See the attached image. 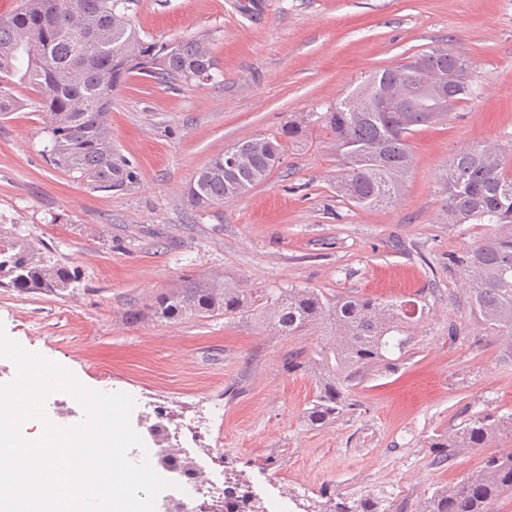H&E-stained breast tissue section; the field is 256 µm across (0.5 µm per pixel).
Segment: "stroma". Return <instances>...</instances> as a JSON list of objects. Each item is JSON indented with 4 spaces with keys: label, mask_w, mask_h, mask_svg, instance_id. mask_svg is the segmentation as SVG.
<instances>
[{
    "label": "stroma",
    "mask_w": 512,
    "mask_h": 512,
    "mask_svg": "<svg viewBox=\"0 0 512 512\" xmlns=\"http://www.w3.org/2000/svg\"><path fill=\"white\" fill-rule=\"evenodd\" d=\"M129 15L159 41L208 37L218 66L212 79L172 88L132 75L113 96L112 142L139 173L127 191L91 189L47 162L45 113L0 117V227L80 277L61 296L0 288L7 337L87 388L153 397L173 429L220 406L205 434L182 440L183 454L200 463L222 446L225 480L248 484L266 512H303L336 491L419 512L487 454L511 450L512 436H500L439 469L427 442L473 413H512V362L480 335L448 268L495 228L437 221L453 155L498 142L512 171V0H132ZM438 46L467 59L472 93L410 136L414 163L396 204L364 210L338 196L341 167L315 124L244 196L203 211L187 204L190 181L229 145L280 133L372 71ZM211 273L245 288L412 301L420 312L390 366L351 386L353 411L311 429L302 414L315 380L285 358L315 348L320 328L284 336L250 316L127 321Z\"/></svg>",
    "instance_id": "obj_1"
}]
</instances>
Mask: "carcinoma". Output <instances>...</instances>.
Returning <instances> with one entry per match:
<instances>
[{"mask_svg": "<svg viewBox=\"0 0 512 512\" xmlns=\"http://www.w3.org/2000/svg\"><path fill=\"white\" fill-rule=\"evenodd\" d=\"M128 11V0H24L19 12L0 20V115L24 105L14 88L35 94L30 104L46 113L44 157L55 168L93 189L125 191L139 174L112 147L108 116L112 96L133 72L163 86L212 77L217 62L210 42L153 41L141 37L132 20L113 24ZM417 69L429 83L404 86V75ZM471 93L463 59L446 47L414 56L404 64L376 71L344 99L324 112H310L306 123L325 128L341 161L336 190L365 209L394 203L413 156L408 136L429 126ZM306 127L290 121L282 135L244 137L214 156L186 188L195 209L234 201L263 182L280 162L283 138ZM240 156L228 164L229 152ZM502 147L486 143L454 155L442 169L447 199L443 224H493L492 237L478 241L455 259L468 287L470 312L480 327L499 337L512 362V172L503 166ZM79 274L54 263L40 249L11 231L0 230V288L60 295L75 287ZM247 314L270 329L293 334L309 325L323 329L311 351L288 357V369L314 376L316 389L303 412L309 427H324L353 409L348 383L364 368L402 350L409 319L402 304L375 298L336 299L312 288H239L217 275L184 281L158 294L147 312L132 310L136 323L148 315L175 320L187 315L226 318ZM512 436V413L495 419L472 416L449 433L430 438L433 463L451 467L464 449L486 448L494 436ZM168 472H195L194 462L170 455L161 463ZM512 492V451L491 454L481 468L452 488L437 490L421 512H489L490 505ZM376 497L337 496L329 512H380Z\"/></svg>", "mask_w": 512, "mask_h": 512, "instance_id": "1", "label": "carcinoma"}]
</instances>
